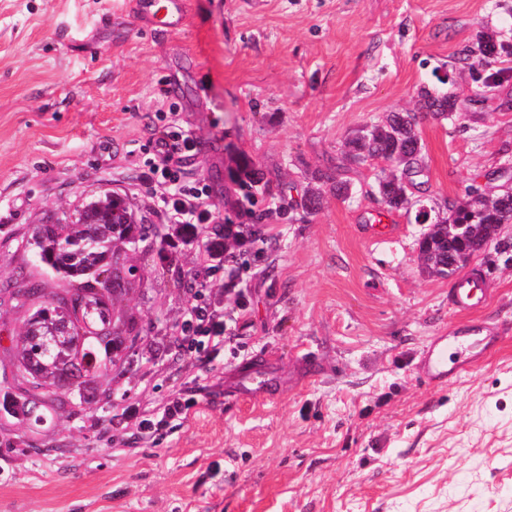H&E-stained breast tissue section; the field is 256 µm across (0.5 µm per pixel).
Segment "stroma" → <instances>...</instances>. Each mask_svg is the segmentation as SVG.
Masks as SVG:
<instances>
[{
  "label": "stroma",
  "instance_id": "obj_1",
  "mask_svg": "<svg viewBox=\"0 0 512 512\" xmlns=\"http://www.w3.org/2000/svg\"><path fill=\"white\" fill-rule=\"evenodd\" d=\"M189 23L154 31L132 0H0V238L65 221L91 196L122 197L166 240L116 312L140 334L109 394L37 424L0 415V512H512V255L488 248L485 305L450 304L453 279L419 255L415 209L386 210L375 164L353 193L307 189L345 141L393 111L416 115L423 172L411 199L437 210L471 187H512V75L464 60L479 31L512 39V0H189ZM456 97L420 110L422 86ZM203 141L187 163L252 244L239 277L211 269L220 224L178 241L140 180L157 113ZM269 186L237 203L241 166ZM399 227L369 242L377 213ZM55 286L33 251L0 245V285ZM233 314L223 345L194 351L192 306ZM482 323L496 348L435 388L430 340ZM258 370L265 397L244 388ZM187 400L185 417L165 415Z\"/></svg>",
  "mask_w": 512,
  "mask_h": 512
}]
</instances>
